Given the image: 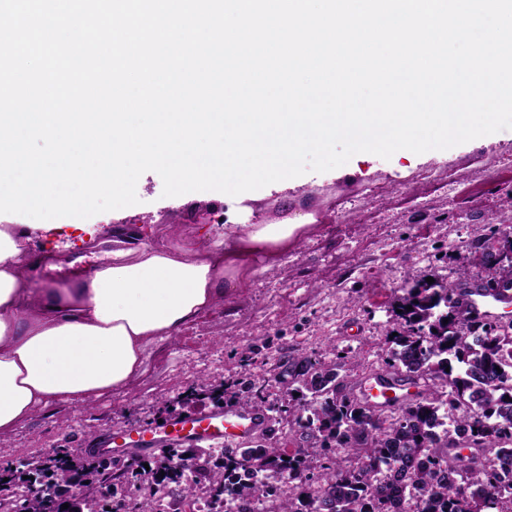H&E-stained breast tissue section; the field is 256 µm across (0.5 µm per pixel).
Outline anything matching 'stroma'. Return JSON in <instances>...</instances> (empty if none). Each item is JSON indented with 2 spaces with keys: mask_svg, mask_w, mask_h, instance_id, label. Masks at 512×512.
Wrapping results in <instances>:
<instances>
[{
  "mask_svg": "<svg viewBox=\"0 0 512 512\" xmlns=\"http://www.w3.org/2000/svg\"><path fill=\"white\" fill-rule=\"evenodd\" d=\"M162 191L160 175L145 172L137 205L87 218L101 249L69 226L33 238L29 250L46 248L55 258L32 269V278L44 285L65 280L68 268L94 266L103 249L162 248L176 234L190 243L221 235L228 224H278L289 204L309 211L311 227L286 250L258 256L259 277L155 345L127 388L80 407L50 405L1 432L0 472L27 455L82 450L89 437L119 423L150 426L199 409V401L187 398L190 389L204 377L216 392L240 379L239 359L248 352L277 399L284 389L271 366L296 353L322 352L328 342L343 355L339 373L346 381L384 369L392 298L426 275L476 281L479 270L466 255L490 231H512L503 220L512 210V129L419 155L397 152L386 160L359 153L337 169L238 198L218 191L166 198ZM203 211L211 216L205 225Z\"/></svg>",
  "mask_w": 512,
  "mask_h": 512,
  "instance_id": "obj_1",
  "label": "stroma"
}]
</instances>
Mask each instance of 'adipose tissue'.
I'll use <instances>...</instances> for the list:
<instances>
[{
  "instance_id": "adipose-tissue-1",
  "label": "adipose tissue",
  "mask_w": 512,
  "mask_h": 512,
  "mask_svg": "<svg viewBox=\"0 0 512 512\" xmlns=\"http://www.w3.org/2000/svg\"><path fill=\"white\" fill-rule=\"evenodd\" d=\"M302 224H228L222 238L108 252L77 281L41 288L23 262L27 224L0 225V431L54 403L126 387L148 351L257 274L246 256L304 236Z\"/></svg>"
}]
</instances>
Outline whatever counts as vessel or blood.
Segmentation results:
<instances>
[{
	"mask_svg": "<svg viewBox=\"0 0 512 512\" xmlns=\"http://www.w3.org/2000/svg\"><path fill=\"white\" fill-rule=\"evenodd\" d=\"M454 298L469 316L485 317L512 307V290L485 288L477 283L457 288ZM417 385L388 375L367 379L362 394L377 407L400 403L419 394ZM270 424L260 412L236 408L202 410L171 418L153 427L117 425L111 433L88 440V447L99 454L123 459L135 452L153 451L160 443L200 445L224 444L235 446L253 437Z\"/></svg>",
	"mask_w": 512,
	"mask_h": 512,
	"instance_id": "b4317fda",
	"label": "vessel or blood"
}]
</instances>
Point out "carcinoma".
I'll return each mask as SVG.
<instances>
[{
    "label": "carcinoma",
    "mask_w": 512,
    "mask_h": 512,
    "mask_svg": "<svg viewBox=\"0 0 512 512\" xmlns=\"http://www.w3.org/2000/svg\"><path fill=\"white\" fill-rule=\"evenodd\" d=\"M497 240L512 253V236L491 234L475 247L484 279L512 288V263L487 251ZM454 284L422 279L390 303L389 357L385 371L424 381V392L391 411L377 413L347 393L339 372L320 357L301 354L278 363L288 402H270L265 386L249 383L245 406L270 419L287 418L307 448L282 459L277 442L242 451L196 453L171 476H159L169 457L153 458L139 473L148 494L138 512H161L170 483L187 494L224 498V512L273 498L264 512H512V323L467 316L452 297ZM397 336H392V333ZM83 466L68 453L21 464L11 482L24 512H66L49 497H29L24 476L49 470L52 486L103 481L113 488L125 474L99 456Z\"/></svg>",
    "instance_id": "cac0c4a2"
}]
</instances>
